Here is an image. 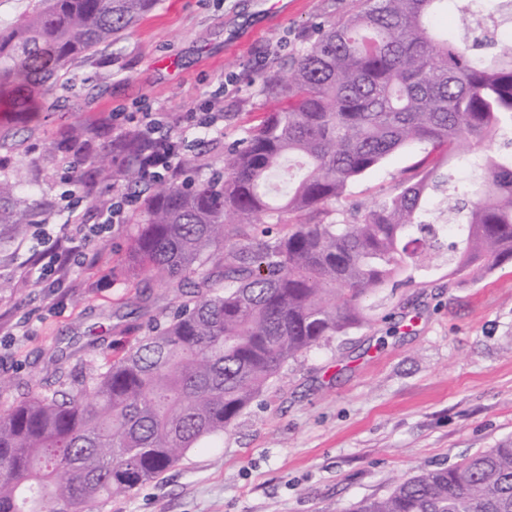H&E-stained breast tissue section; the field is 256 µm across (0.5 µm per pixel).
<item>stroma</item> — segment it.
I'll return each instance as SVG.
<instances>
[{
    "mask_svg": "<svg viewBox=\"0 0 512 512\" xmlns=\"http://www.w3.org/2000/svg\"><path fill=\"white\" fill-rule=\"evenodd\" d=\"M352 0H158L124 36L73 62L75 87L35 100L25 123H0V172L28 170L21 195L50 236L72 215L99 221L102 186L85 198L72 179L74 156L58 146L75 125L99 126L113 113L143 110L169 119L219 114L224 135L191 134L206 164L187 170L203 182L222 169L224 148L268 109L256 74L285 69L310 46L320 23ZM414 149L385 158L351 183L337 211L393 197ZM133 227L87 244L61 280L29 269L45 243L35 234L0 240V411L30 392L58 390L60 374L105 369L133 346L136 324L165 319L168 287L133 285L121 273ZM425 283L391 284L372 295L368 321L288 361L262 395L215 444L94 512H344L387 495L423 468L448 467L512 443V262L484 278L448 275L433 256Z\"/></svg>",
    "mask_w": 512,
    "mask_h": 512,
    "instance_id": "stroma-1",
    "label": "stroma"
}]
</instances>
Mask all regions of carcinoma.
Masks as SVG:
<instances>
[{"label": "carcinoma", "instance_id": "cac0c4a2", "mask_svg": "<svg viewBox=\"0 0 512 512\" xmlns=\"http://www.w3.org/2000/svg\"><path fill=\"white\" fill-rule=\"evenodd\" d=\"M156 3L36 0L0 28V112L71 86L72 61ZM450 6L473 15L481 3L357 0L287 76L257 77L270 109L203 183L146 179L134 131L71 128L65 148L84 158L85 189L114 181L143 197L121 270L132 283L160 276L175 305L105 371L69 374L66 389L0 412V512H93L153 480L223 437L289 360L362 326L367 297L415 281L432 252L447 250L451 274L472 280L512 260V150L484 154L481 178L453 187L455 223L433 221L431 192L461 146L512 133V41L478 60L465 41L438 38L432 19ZM412 147L423 155L399 194L336 222L349 184ZM277 176L286 188L273 197ZM23 182L20 170L0 176V226L12 238L34 223ZM349 512H512V445L424 468Z\"/></svg>", "mask_w": 512, "mask_h": 512}]
</instances>
